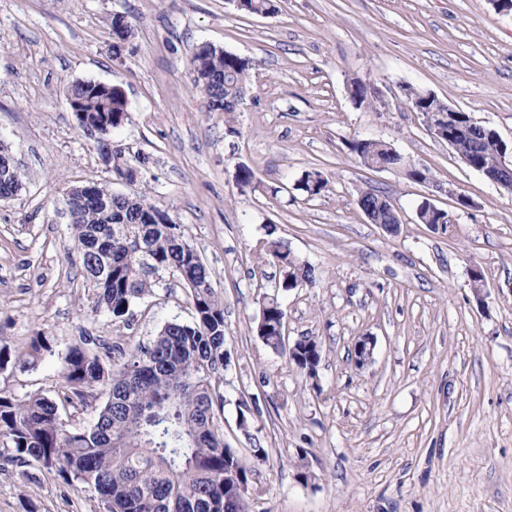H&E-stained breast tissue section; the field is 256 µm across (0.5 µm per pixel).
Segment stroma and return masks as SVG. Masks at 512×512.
<instances>
[{
	"label": "stroma",
	"instance_id": "35a3bbf8",
	"mask_svg": "<svg viewBox=\"0 0 512 512\" xmlns=\"http://www.w3.org/2000/svg\"><path fill=\"white\" fill-rule=\"evenodd\" d=\"M268 16L234 0H0V141L23 189L0 200V348L51 339L35 369L0 370V393L57 396L79 336L148 344L192 321L187 289L161 273L126 321L95 308L63 199L74 185L147 191L200 254L224 300V441L251 462L249 512H512V197L466 167L406 103V84L512 143V10L493 0H275ZM133 28L122 61L113 14ZM211 44L250 62L235 114L209 112L188 60ZM120 86L128 120L111 139L148 156L114 180L78 129L68 86ZM373 85L371 107L350 84ZM356 139L389 142L428 169L415 183L365 166ZM249 167L252 184L239 183ZM327 178L307 195L305 173ZM385 195L397 234L370 223L360 191ZM471 205L460 208L458 197ZM449 231L416 218L423 200ZM286 239L314 284L283 289L260 239ZM485 287L475 294L471 269ZM277 297L289 340L314 338L317 380L257 336ZM374 339L357 366L355 342ZM258 413L250 432L238 405ZM263 448L264 461L253 459ZM0 512H104L97 495L37 466L0 464Z\"/></svg>",
	"mask_w": 512,
	"mask_h": 512
}]
</instances>
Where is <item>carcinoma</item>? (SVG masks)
<instances>
[{
	"mask_svg": "<svg viewBox=\"0 0 512 512\" xmlns=\"http://www.w3.org/2000/svg\"><path fill=\"white\" fill-rule=\"evenodd\" d=\"M241 10L268 16L276 11L273 0H242ZM112 57L122 54V45L132 36L123 15L111 20ZM198 74L195 86L206 100L222 107L226 131L236 132L231 114L237 111L248 60L223 48L198 49L189 59ZM405 96L417 101L415 111L430 109L432 100L422 90L408 85ZM351 97L358 106L370 104L371 87L352 82ZM68 99L79 109L78 129L89 140H102L128 119V102L116 86L99 89L89 81L70 86ZM469 135L454 141V151L471 159L479 173L495 170L497 158L488 149L475 153L482 138L480 125L470 116ZM351 150L369 167L386 166L408 181H415L417 167L399 161L387 142L355 140ZM149 158L126 156L122 145L112 146L108 166L118 181L137 180ZM327 180L309 172L303 190L321 193ZM23 188L22 173L13 161L10 147L0 142V198L16 196ZM97 199L85 203L79 186L69 189L75 209L70 219L80 245L83 275L93 284L95 307L115 319L131 314V307L149 294L154 276L168 271L190 291L194 319L190 323L168 322L147 345L128 347L121 338L101 341L82 336L66 356L62 397L41 393L24 400L0 395V446L7 452L0 459L19 466L37 464L55 471L69 484L89 489L99 496L106 512H248L247 492L251 469L234 449L224 444L215 411L224 408V395L217 380L224 371V302L213 287L209 272L186 241L181 225L171 223L168 212L146 192L115 194L95 185ZM383 195L363 190L357 205L387 226L390 213L377 203ZM419 223L437 230L448 226V211L430 201L422 202ZM267 259L283 267L290 277L281 287L313 284L315 269L297 259L288 243L278 238L258 242ZM262 327L267 345L287 353L279 335L284 311L278 300L264 303ZM50 338L37 331L22 355L0 349V369L13 362L34 368ZM309 348L293 355L291 362L314 378L321 354L307 355ZM105 396L95 408L96 419L76 428L62 418L60 409L86 411L94 391Z\"/></svg>",
	"mask_w": 512,
	"mask_h": 512,
	"instance_id": "obj_1",
	"label": "carcinoma"
}]
</instances>
